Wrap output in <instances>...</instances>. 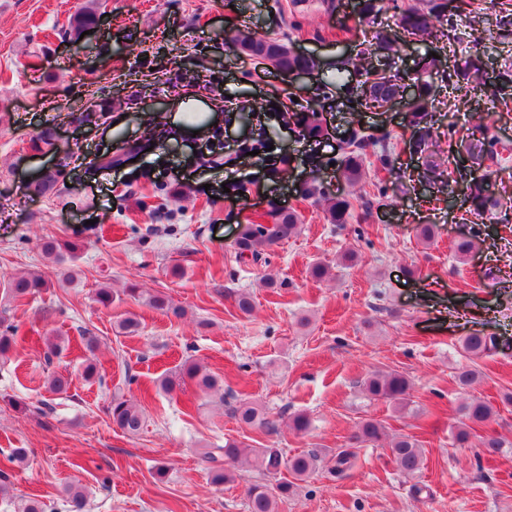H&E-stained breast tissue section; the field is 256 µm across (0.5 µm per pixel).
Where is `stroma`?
Masks as SVG:
<instances>
[{
    "instance_id": "1",
    "label": "stroma",
    "mask_w": 512,
    "mask_h": 512,
    "mask_svg": "<svg viewBox=\"0 0 512 512\" xmlns=\"http://www.w3.org/2000/svg\"><path fill=\"white\" fill-rule=\"evenodd\" d=\"M322 2L293 13L290 0H0V331L17 330L12 354L0 357V459L14 448L30 452L27 465L10 470L11 496L0 499V512H15L16 501L33 495L45 512H66L65 488L75 480L86 489L83 512H247L257 472L242 469L234 482L216 485L202 456L229 439L289 455L321 452L319 467L279 512H512V451L478 456L451 441L464 399L454 374L471 363L481 373L474 395L495 409L487 432L512 441V404L502 401L512 393V197L487 219L463 263L455 243L471 230L469 215L449 212L417 179L425 160L447 157L449 121L489 106L477 93L464 112L449 113L447 76L479 21L490 19L491 2L471 0L454 15L444 44L399 40L397 74L438 56L428 76L438 121L423 160L408 152L401 112L352 110L350 91L339 87L321 108L327 136L302 137L277 108L290 87L287 73L225 48L226 35L244 28L314 56L320 68L302 90L312 98L337 61L375 45L379 32H397L394 8L362 21L356 0H336L330 14ZM86 6L96 9L97 25L79 41L65 38ZM217 95L231 97L235 110L211 112ZM91 97L109 110L78 123L73 115ZM255 107L258 121L243 125L240 113ZM192 114L206 116L208 130L177 133ZM356 123L391 131L402 176L381 169L371 150L357 184L328 166ZM46 127L55 130V146L36 149L32 138ZM144 136L154 140L150 152L99 168L100 155ZM254 140L267 148L247 155L242 144ZM214 151L233 164L201 166L199 156ZM314 156L325 162L317 183L326 195L370 201L346 227L330 224L324 203L296 190ZM60 162L67 188L33 196L28 177ZM227 184L246 186V195L227 197ZM275 200L298 213L299 234L274 247L267 262H239L241 225L268 223ZM425 224L435 232L428 243L419 236ZM52 237L81 245L77 285L58 286V269L42 253ZM347 251L356 259L341 263ZM318 262L329 266V278L311 277ZM175 265L181 277L170 275ZM29 270L45 273L49 288L12 301L4 285ZM270 277L288 279L289 288L266 287ZM130 281L166 294L185 316L170 318L122 295ZM103 286L121 294L107 309L94 300ZM241 293L251 295L252 314L236 308ZM132 313L140 329L128 336L117 325ZM473 333L499 344L472 362L461 341ZM49 336L64 340L52 357ZM87 336L96 338L95 351L86 349ZM92 356L101 378L88 383L79 370ZM187 358L219 374L232 400L261 404L276 432L238 423L194 382L163 393L160 379ZM378 370L411 381L406 410L367 396L363 383ZM59 374L71 386L49 394L47 381ZM115 395L140 400L139 433L113 425L106 406ZM43 399L54 407L46 417L30 408ZM297 412L310 420L301 435L286 424ZM369 417L384 420L389 434L420 436V472L400 473L382 441L358 448L344 477L330 474V458Z\"/></svg>"
}]
</instances>
